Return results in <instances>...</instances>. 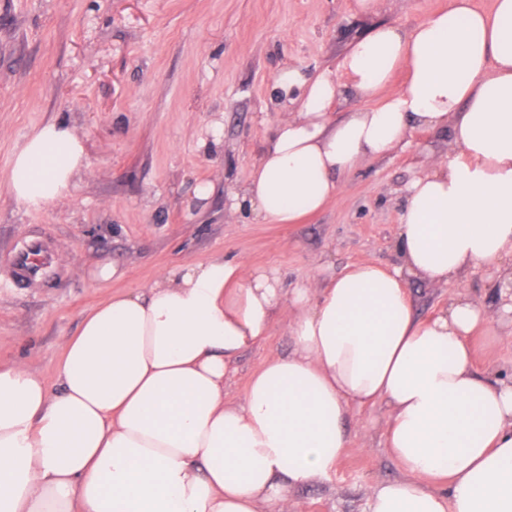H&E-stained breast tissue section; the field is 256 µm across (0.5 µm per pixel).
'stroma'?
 <instances>
[{
	"instance_id": "stroma-1",
	"label": "stroma",
	"mask_w": 512,
	"mask_h": 512,
	"mask_svg": "<svg viewBox=\"0 0 512 512\" xmlns=\"http://www.w3.org/2000/svg\"><path fill=\"white\" fill-rule=\"evenodd\" d=\"M0 0V367L24 363L50 388L67 342L103 300L149 285L171 267L222 257L275 270L284 288L327 282L346 266L397 263L404 187L449 137L413 131L405 151L362 164L335 199L298 224H264L227 207L288 110L274 83L285 66L309 76L375 25L411 27L448 0ZM71 124L85 166L68 198L28 209L5 186L16 151L38 126ZM210 184L207 197L194 189ZM52 249L53 274L17 284L12 258L31 239ZM115 265L103 279L102 266ZM512 261L477 266L464 281L414 279L418 317L462 291L495 309ZM482 373L512 376V320L489 321L472 339ZM286 323L245 350L224 388L243 402L250 376L288 355ZM389 414L352 409L349 446L330 479L288 491L295 512H366L372 486L399 478L385 447Z\"/></svg>"
}]
</instances>
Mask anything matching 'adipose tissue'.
I'll return each instance as SVG.
<instances>
[{
  "label": "adipose tissue",
  "instance_id": "1",
  "mask_svg": "<svg viewBox=\"0 0 512 512\" xmlns=\"http://www.w3.org/2000/svg\"><path fill=\"white\" fill-rule=\"evenodd\" d=\"M275 82L294 114L229 197L265 224L322 210L413 129L450 133L453 152L406 187L399 264L287 290L217 258L101 302L65 347L59 391L0 367V512H289L287 488L335 472L350 410L379 402L401 476L372 487L368 512H512V379L478 372L468 345L490 314L457 292L424 321L408 292L512 257V0L489 13L448 0L412 28L376 25L336 68ZM346 88L368 104L332 118ZM84 159L80 136L47 122L7 190L32 209L62 200ZM281 319L293 352L225 404L238 355Z\"/></svg>",
  "mask_w": 512,
  "mask_h": 512
}]
</instances>
